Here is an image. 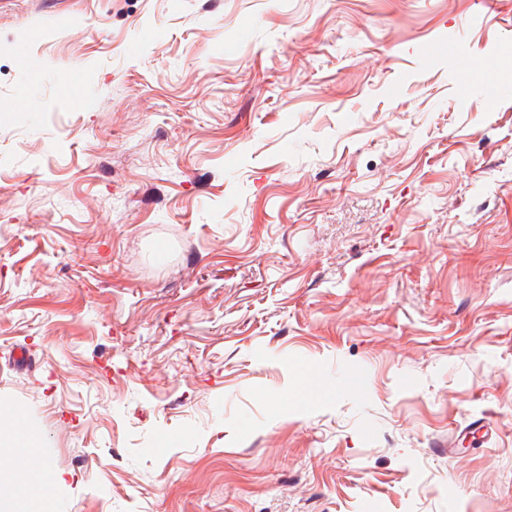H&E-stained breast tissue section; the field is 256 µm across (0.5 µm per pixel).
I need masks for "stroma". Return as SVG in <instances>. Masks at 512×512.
<instances>
[{"instance_id": "1", "label": "stroma", "mask_w": 512, "mask_h": 512, "mask_svg": "<svg viewBox=\"0 0 512 512\" xmlns=\"http://www.w3.org/2000/svg\"><path fill=\"white\" fill-rule=\"evenodd\" d=\"M496 2L0 0V434L59 512H512ZM491 140V136L488 132H484L480 136L473 139L470 145L471 153L479 158L485 166L488 168H498L502 165L506 164L508 160L512 163V155L511 153L506 154H495L492 152L488 144Z\"/></svg>"}]
</instances>
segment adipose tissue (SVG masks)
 Masks as SVG:
<instances>
[{"instance_id": "obj_1", "label": "adipose tissue", "mask_w": 512, "mask_h": 512, "mask_svg": "<svg viewBox=\"0 0 512 512\" xmlns=\"http://www.w3.org/2000/svg\"><path fill=\"white\" fill-rule=\"evenodd\" d=\"M10 442L20 455L18 472L8 481H0V512H46L44 488L63 484L62 474L52 470H39L27 458L34 444L22 425H15Z\"/></svg>"}]
</instances>
